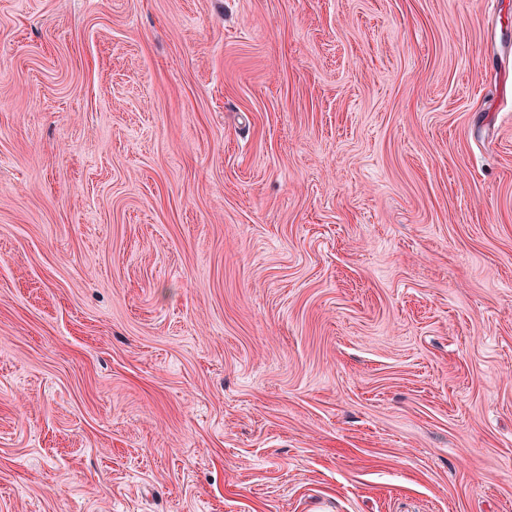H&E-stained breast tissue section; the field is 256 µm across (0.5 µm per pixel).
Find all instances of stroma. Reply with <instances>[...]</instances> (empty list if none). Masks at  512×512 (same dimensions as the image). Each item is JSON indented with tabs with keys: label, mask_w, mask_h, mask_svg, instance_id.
<instances>
[{
	"label": "stroma",
	"mask_w": 512,
	"mask_h": 512,
	"mask_svg": "<svg viewBox=\"0 0 512 512\" xmlns=\"http://www.w3.org/2000/svg\"><path fill=\"white\" fill-rule=\"evenodd\" d=\"M0 512H512V0H0Z\"/></svg>",
	"instance_id": "1"
}]
</instances>
